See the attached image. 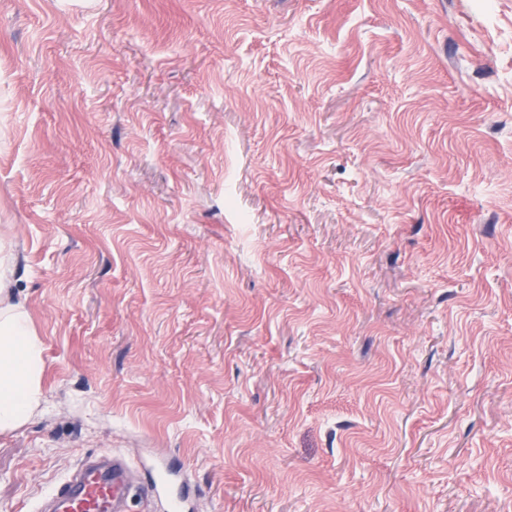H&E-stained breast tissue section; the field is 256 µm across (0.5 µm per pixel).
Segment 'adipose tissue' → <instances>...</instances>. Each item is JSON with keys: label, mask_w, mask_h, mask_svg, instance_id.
<instances>
[{"label": "adipose tissue", "mask_w": 512, "mask_h": 512, "mask_svg": "<svg viewBox=\"0 0 512 512\" xmlns=\"http://www.w3.org/2000/svg\"><path fill=\"white\" fill-rule=\"evenodd\" d=\"M16 257L0 245V434L25 425L42 401L44 347L24 303L12 292Z\"/></svg>", "instance_id": "1"}]
</instances>
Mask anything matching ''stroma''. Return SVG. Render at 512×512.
Segmentation results:
<instances>
[{
    "label": "stroma",
    "mask_w": 512,
    "mask_h": 512,
    "mask_svg": "<svg viewBox=\"0 0 512 512\" xmlns=\"http://www.w3.org/2000/svg\"><path fill=\"white\" fill-rule=\"evenodd\" d=\"M0 230V512H512V0H0ZM16 257L0 244V434L25 425L42 401L44 347L24 303L12 292ZM135 467L122 454L85 458L40 504V512H125Z\"/></svg>",
    "instance_id": "obj_1"
}]
</instances>
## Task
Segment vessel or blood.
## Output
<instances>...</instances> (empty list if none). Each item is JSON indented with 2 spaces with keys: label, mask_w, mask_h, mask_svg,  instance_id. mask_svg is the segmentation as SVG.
<instances>
[{
  "label": "vessel or blood",
  "mask_w": 512,
  "mask_h": 512,
  "mask_svg": "<svg viewBox=\"0 0 512 512\" xmlns=\"http://www.w3.org/2000/svg\"><path fill=\"white\" fill-rule=\"evenodd\" d=\"M135 468L121 454L85 458L40 504L39 512H125Z\"/></svg>",
  "instance_id": "b4317fda"
}]
</instances>
